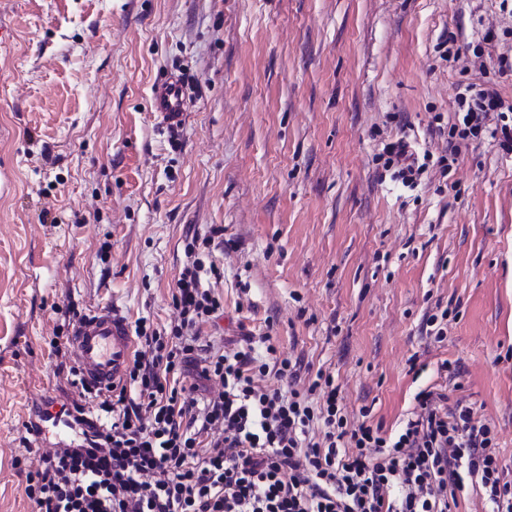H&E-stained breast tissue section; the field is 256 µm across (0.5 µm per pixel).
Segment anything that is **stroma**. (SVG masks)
Here are the masks:
<instances>
[{
    "label": "stroma",
    "mask_w": 512,
    "mask_h": 512,
    "mask_svg": "<svg viewBox=\"0 0 512 512\" xmlns=\"http://www.w3.org/2000/svg\"><path fill=\"white\" fill-rule=\"evenodd\" d=\"M502 53L512 0H0V512H33L32 399L78 397L49 345L67 304L169 326L185 247L219 225L202 344L274 345L388 434L441 391L512 482V152L447 134L459 86L512 102ZM171 68L175 140L149 106ZM401 139L430 156L412 185L381 159ZM150 106L163 128L169 131L182 128L188 113V92L179 72L170 71L152 84Z\"/></svg>",
    "instance_id": "obj_1"
}]
</instances>
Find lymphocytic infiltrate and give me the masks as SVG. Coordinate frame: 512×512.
<instances>
[{"label":"lymphocytic infiltrate","mask_w":512,"mask_h":512,"mask_svg":"<svg viewBox=\"0 0 512 512\" xmlns=\"http://www.w3.org/2000/svg\"><path fill=\"white\" fill-rule=\"evenodd\" d=\"M456 103L460 138L479 136L493 114L512 150V105L496 90L469 84ZM196 248H186L169 330L136 321L142 348L125 385L100 394L93 416L61 406L80 439L38 449L24 487L35 512H453L469 485L489 512H512L491 426L470 407L448 408L446 394L419 392L387 438L349 424L330 376L284 393L264 380L297 381L291 360L261 362L249 346L203 352L200 326L222 303L202 285Z\"/></svg>","instance_id":"1"}]
</instances>
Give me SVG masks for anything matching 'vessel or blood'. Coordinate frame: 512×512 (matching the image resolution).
I'll return each mask as SVG.
<instances>
[{
    "label": "vessel or blood",
    "instance_id": "1",
    "mask_svg": "<svg viewBox=\"0 0 512 512\" xmlns=\"http://www.w3.org/2000/svg\"><path fill=\"white\" fill-rule=\"evenodd\" d=\"M150 106L163 128L170 131L182 128L188 113V92L179 72H168L153 83ZM132 348L127 320L109 307L96 309L73 331L79 373L94 389L103 391L122 380Z\"/></svg>",
    "mask_w": 512,
    "mask_h": 512
}]
</instances>
